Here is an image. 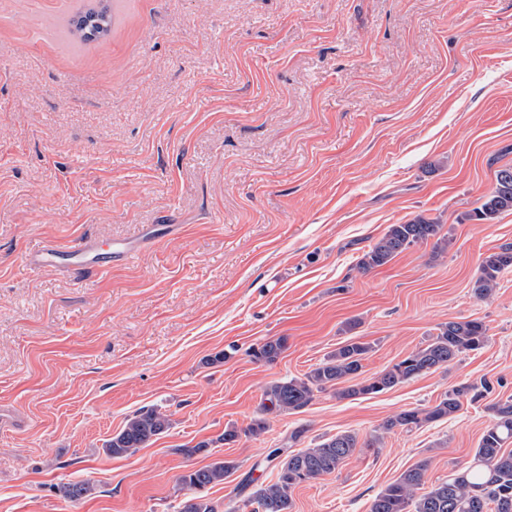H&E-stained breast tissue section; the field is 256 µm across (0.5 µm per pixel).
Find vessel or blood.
Segmentation results:
<instances>
[{
	"mask_svg": "<svg viewBox=\"0 0 512 512\" xmlns=\"http://www.w3.org/2000/svg\"><path fill=\"white\" fill-rule=\"evenodd\" d=\"M135 256V247L127 242L102 246L94 240H82L65 249L43 246L29 254L28 263L37 269H67L80 275L132 261Z\"/></svg>",
	"mask_w": 512,
	"mask_h": 512,
	"instance_id": "vessel-or-blood-1",
	"label": "vessel or blood"
}]
</instances>
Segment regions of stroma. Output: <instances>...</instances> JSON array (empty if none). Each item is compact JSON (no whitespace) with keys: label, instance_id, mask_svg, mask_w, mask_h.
<instances>
[{"label":"stroma","instance_id":"obj_1","mask_svg":"<svg viewBox=\"0 0 512 512\" xmlns=\"http://www.w3.org/2000/svg\"><path fill=\"white\" fill-rule=\"evenodd\" d=\"M87 3L0 0V404L25 419L0 431V512H178L181 475L216 459L236 468L207 497L233 512L241 485L275 481L273 449L344 432L359 448L294 489L292 512H369L420 462L432 484L466 466L489 404L512 396V272L473 293L482 258L512 244V212L472 218L512 164V0H112L110 33L78 46L66 27ZM419 215L440 244L358 270ZM151 224L180 230L97 273L25 262ZM476 318L486 345L448 366L375 395L321 392L259 437L217 441L251 424L269 383L349 339L369 344V377ZM279 337L276 362L254 359ZM485 383L455 418L378 431ZM152 408L169 430L107 456ZM86 478L91 494L65 501Z\"/></svg>","mask_w":512,"mask_h":512}]
</instances>
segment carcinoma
I'll list each match as a JSON object with an SVG mask.
<instances>
[{"label": "carcinoma", "instance_id": "carcinoma-1", "mask_svg": "<svg viewBox=\"0 0 512 512\" xmlns=\"http://www.w3.org/2000/svg\"><path fill=\"white\" fill-rule=\"evenodd\" d=\"M512 211V165H504L496 173V186L474 210L479 221L490 222L499 214ZM440 225L425 216H418L405 224H390L384 234L368 246L359 258L357 267L362 272L389 263L406 249L438 237ZM512 270V244L486 255L474 281V293L487 298L499 284L500 277ZM488 339L486 325L478 320L450 321L439 327V332L423 348L412 351L392 367L371 377L363 376L362 360L369 346L350 341L339 347L325 361L303 375L271 382L264 390L259 417L243 431L224 430L220 441L231 444L241 436L258 437L268 429L267 415L298 412L306 407L315 394L336 390L340 399L363 397L387 391L401 383L445 367L459 355L477 351ZM286 348L285 340H268L253 350L258 361L272 363ZM361 381H356L357 377ZM475 400L482 393L470 385H460L448 391L428 409L402 410L388 418L380 429L412 430L425 423L454 418L461 411L466 397ZM493 421L484 430L473 461L447 480L426 485V464H419L403 472L376 494L370 512H512V397L500 399L489 406ZM170 426L168 415L156 410H140L130 416L122 429L108 440L103 450L112 458H119L144 447ZM358 448L357 435L338 434L312 448L288 452L282 448L273 451L279 460L276 481L262 486L244 500L251 512H291L292 491L334 472ZM236 469L232 461L217 460L181 476V483L191 489L205 490L224 483V478ZM93 490L87 480L69 482L60 487L62 496L79 501ZM179 512H218V505L203 495L182 502Z\"/></svg>", "mask_w": 512, "mask_h": 512}]
</instances>
